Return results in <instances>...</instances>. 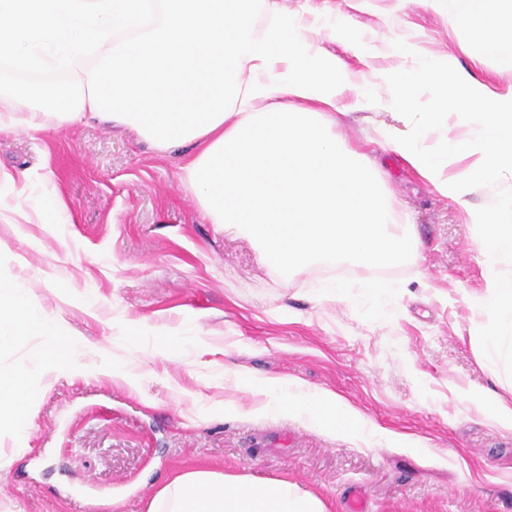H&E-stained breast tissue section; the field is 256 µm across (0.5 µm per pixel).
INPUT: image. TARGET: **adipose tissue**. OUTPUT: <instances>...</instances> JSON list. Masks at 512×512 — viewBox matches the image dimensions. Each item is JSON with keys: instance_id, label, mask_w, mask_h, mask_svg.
I'll use <instances>...</instances> for the list:
<instances>
[{"instance_id": "1", "label": "adipose tissue", "mask_w": 512, "mask_h": 512, "mask_svg": "<svg viewBox=\"0 0 512 512\" xmlns=\"http://www.w3.org/2000/svg\"><path fill=\"white\" fill-rule=\"evenodd\" d=\"M144 22L146 0H0V59L15 72L53 67L72 75L70 92L39 103L28 90L1 92L16 119L0 131L43 130L51 113L64 124L89 117L126 128L162 151L197 146L182 171L211 223L251 240L281 273L311 261L349 259L384 265L414 256L410 225L397 223L353 147L336 140L329 108L346 89V67L308 37L300 19L272 12L269 0H158ZM270 18L263 28L261 13ZM454 26L485 52L512 42V0L490 21L480 0H448ZM393 90L387 108L404 126L389 131L391 148L442 192L492 181L512 170V90L467 84L453 68L428 62L411 77L383 74ZM433 100L422 105L418 84ZM477 126L476 137H430L448 114ZM471 158L444 176L449 155ZM55 189L32 192L28 180L0 167V223L29 224L62 214ZM475 245L487 285L470 306L483 318L476 336L485 362L512 378V196L478 213ZM393 285L338 280L321 300L368 298L386 315ZM42 336L39 368L77 377L82 346L63 323L33 305L18 283L0 280V348L27 333ZM225 379L247 387L262 414L292 413L330 432L393 439L342 396L278 376L256 379L228 366ZM147 512H328L297 485L262 482L210 469L175 477L151 498Z\"/></svg>"}]
</instances>
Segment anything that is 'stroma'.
I'll use <instances>...</instances> for the list:
<instances>
[{
  "label": "stroma",
  "mask_w": 512,
  "mask_h": 512,
  "mask_svg": "<svg viewBox=\"0 0 512 512\" xmlns=\"http://www.w3.org/2000/svg\"><path fill=\"white\" fill-rule=\"evenodd\" d=\"M346 64L352 83L436 59L497 93L512 89V47L477 62L447 10L427 0H275ZM344 29L329 38L324 18ZM365 46L347 51V41ZM410 44L401 58L393 42ZM386 109L337 116L336 135L379 169L398 223L413 225L416 258L400 265L317 261L281 275L246 240L210 223L183 180V157L119 126L64 125L48 116L37 138L0 134V165L33 184L52 180L67 222L0 224V277L84 343L85 376L47 371L28 387L17 424L0 425V512H146L182 472L208 468L286 481L346 512H512V430L496 424L487 393L512 383L485 366L469 297L486 287L475 214L512 193V174L439 192L379 137L402 127ZM343 272L386 278L392 315L368 302H317ZM142 333L122 340L128 322ZM194 335L183 355L159 336ZM145 362L141 394L103 376L113 357ZM256 377H297L336 391L399 437L372 446L280 414L252 413L248 392L225 385V365ZM237 406L225 414V403ZM425 444L422 452L413 443Z\"/></svg>",
  "instance_id": "1"
}]
</instances>
